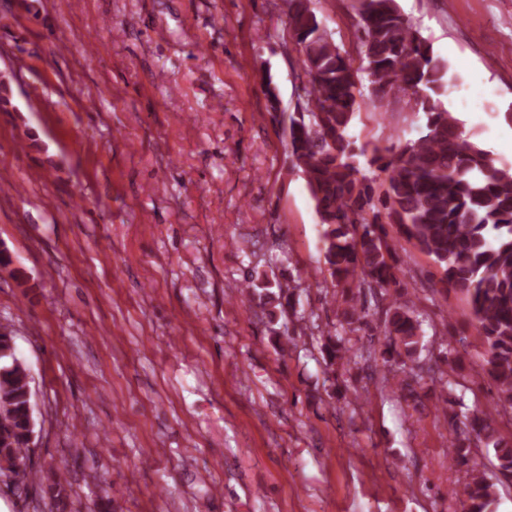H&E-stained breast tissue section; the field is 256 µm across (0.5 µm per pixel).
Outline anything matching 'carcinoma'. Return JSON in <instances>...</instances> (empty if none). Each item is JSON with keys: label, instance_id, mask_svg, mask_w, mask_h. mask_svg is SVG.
Segmentation results:
<instances>
[{"label": "carcinoma", "instance_id": "obj_1", "mask_svg": "<svg viewBox=\"0 0 512 512\" xmlns=\"http://www.w3.org/2000/svg\"><path fill=\"white\" fill-rule=\"evenodd\" d=\"M288 31L307 79L299 105L288 115V157L303 174L322 227L325 271L334 287L398 290L399 257L391 235L407 241L436 265L438 284L464 295L486 353L483 370L498 399L512 407V166L497 167L488 151L463 137L460 120L444 105L448 63L435 55L401 13L397 0H358L357 39L362 61L354 67L311 8V0H283ZM399 93L424 115L420 136L396 148L367 151L351 134L364 102ZM384 174L380 184L361 172L359 158ZM244 291L282 305L290 284L250 277ZM342 316L351 333L370 329L364 309L344 297ZM416 306L389 301L384 318V363L413 358L420 343ZM329 335L322 348L330 364L351 348ZM31 377L17 357L11 331L0 327V476L13 487L35 475L26 465L32 429ZM470 430L512 472V446L496 437L494 418L475 415ZM449 461L471 464L460 491L462 512H489L497 487L473 449L458 440Z\"/></svg>", "mask_w": 512, "mask_h": 512}]
</instances>
